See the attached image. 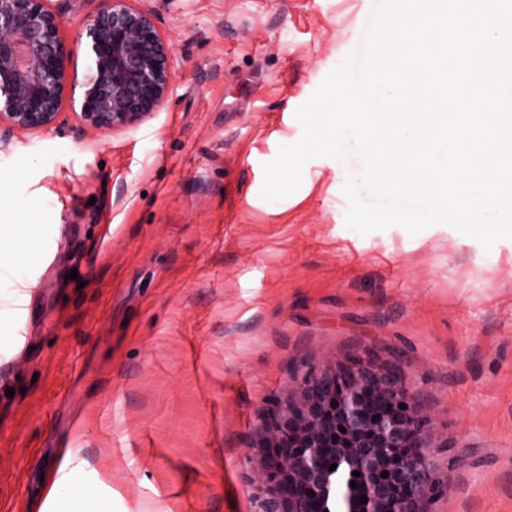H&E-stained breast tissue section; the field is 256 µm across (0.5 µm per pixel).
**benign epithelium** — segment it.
<instances>
[{
	"label": "benign epithelium",
	"mask_w": 512,
	"mask_h": 512,
	"mask_svg": "<svg viewBox=\"0 0 512 512\" xmlns=\"http://www.w3.org/2000/svg\"><path fill=\"white\" fill-rule=\"evenodd\" d=\"M50 2L0 0V132L54 128L68 109L82 129L114 135L168 103L173 46L151 10L101 0L73 45ZM81 44L87 66L80 74L70 65ZM431 427L397 367L353 357L334 369H310L294 400L270 398L260 412L253 481L260 512H312L314 502L319 512H434L448 480Z\"/></svg>",
	"instance_id": "1"
}]
</instances>
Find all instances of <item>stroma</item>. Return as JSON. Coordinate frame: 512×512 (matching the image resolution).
I'll list each match as a JSON object with an SVG mask.
<instances>
[{
	"label": "stroma",
	"mask_w": 512,
	"mask_h": 512,
	"mask_svg": "<svg viewBox=\"0 0 512 512\" xmlns=\"http://www.w3.org/2000/svg\"><path fill=\"white\" fill-rule=\"evenodd\" d=\"M141 3L174 46L162 110L0 134V223L21 227L0 243V512L87 485L97 512H258L264 403L354 355L401 366L432 418L437 512H512V240L360 234L330 157L260 196L376 0Z\"/></svg>",
	"instance_id": "obj_1"
}]
</instances>
